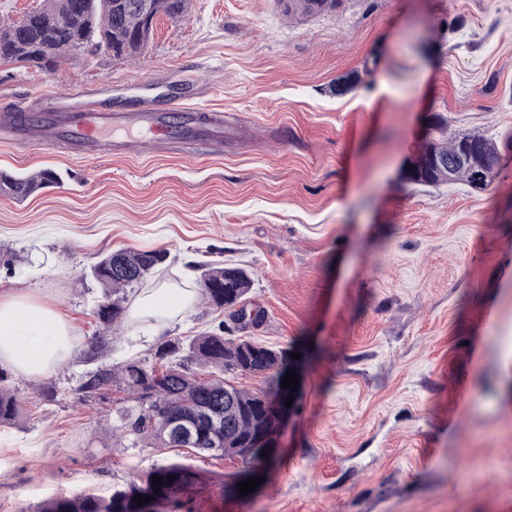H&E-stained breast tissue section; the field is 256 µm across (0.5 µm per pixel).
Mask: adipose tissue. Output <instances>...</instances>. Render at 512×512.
Here are the masks:
<instances>
[{
  "instance_id": "adipose-tissue-1",
  "label": "adipose tissue",
  "mask_w": 512,
  "mask_h": 512,
  "mask_svg": "<svg viewBox=\"0 0 512 512\" xmlns=\"http://www.w3.org/2000/svg\"><path fill=\"white\" fill-rule=\"evenodd\" d=\"M199 291L163 285L140 293L129 310L131 323L156 339L192 313ZM78 348L70 323L52 307L25 295L0 298V364L37 378L69 360Z\"/></svg>"
}]
</instances>
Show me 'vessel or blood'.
<instances>
[{
    "label": "vessel or blood",
    "instance_id": "1",
    "mask_svg": "<svg viewBox=\"0 0 512 512\" xmlns=\"http://www.w3.org/2000/svg\"><path fill=\"white\" fill-rule=\"evenodd\" d=\"M9 133L27 148L47 153L67 149L84 158L125 154L135 147L177 142L197 149L224 139V120L171 103L167 114L121 112L106 101H84L75 110L52 108L17 114L0 112V134Z\"/></svg>",
    "mask_w": 512,
    "mask_h": 512
}]
</instances>
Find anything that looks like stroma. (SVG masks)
I'll return each mask as SVG.
<instances>
[{
    "label": "stroma",
    "instance_id": "stroma-1",
    "mask_svg": "<svg viewBox=\"0 0 512 512\" xmlns=\"http://www.w3.org/2000/svg\"><path fill=\"white\" fill-rule=\"evenodd\" d=\"M184 70L198 78L185 95ZM58 91L162 111L180 95L223 113L224 142L84 159L0 140V171L58 174L0 194V297L52 306L81 343L36 379L0 365L21 402L0 426V512L108 496L175 461L211 480L196 512H512V156L482 191L404 179L435 115L452 135L512 133V0H344L294 19L276 0H191L134 60L0 63L2 103ZM121 249L166 251V278L243 269L265 312L245 336L299 353L279 457L252 497L223 495L238 461L133 445L116 436L122 391L79 392L88 371L156 363L126 322L89 353L90 268ZM58 175L51 169H43L30 177L14 178L0 175V188H7L9 194L17 198L30 196L38 189L57 182Z\"/></svg>",
    "mask_w": 512,
    "mask_h": 512
}]
</instances>
